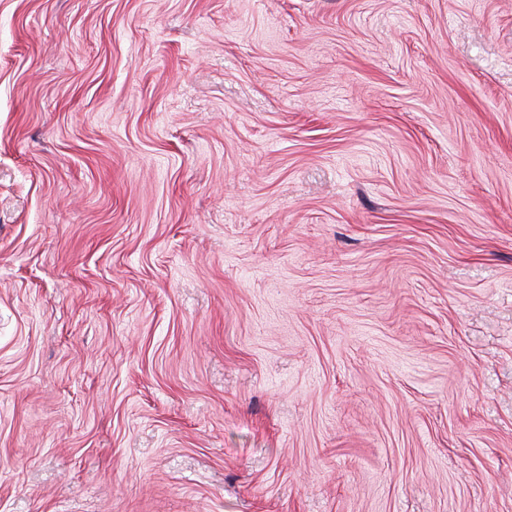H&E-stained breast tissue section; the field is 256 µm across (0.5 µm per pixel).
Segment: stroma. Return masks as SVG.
<instances>
[{
	"label": "stroma",
	"mask_w": 512,
	"mask_h": 512,
	"mask_svg": "<svg viewBox=\"0 0 512 512\" xmlns=\"http://www.w3.org/2000/svg\"><path fill=\"white\" fill-rule=\"evenodd\" d=\"M0 512H512V0H0Z\"/></svg>",
	"instance_id": "1"
}]
</instances>
